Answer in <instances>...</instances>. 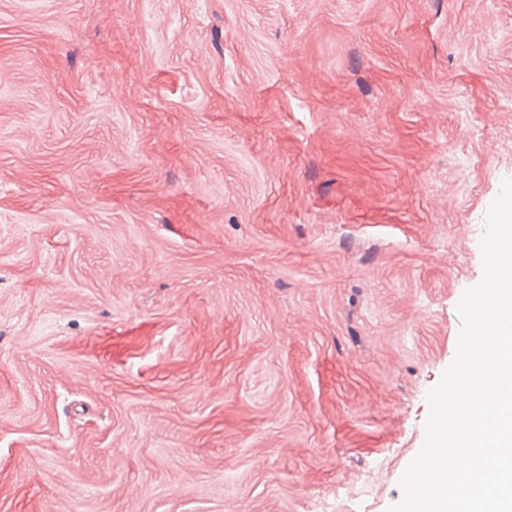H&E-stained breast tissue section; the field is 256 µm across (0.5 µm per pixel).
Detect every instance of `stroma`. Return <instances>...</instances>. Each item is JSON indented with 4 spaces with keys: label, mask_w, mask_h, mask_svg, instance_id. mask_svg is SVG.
Returning <instances> with one entry per match:
<instances>
[{
    "label": "stroma",
    "mask_w": 512,
    "mask_h": 512,
    "mask_svg": "<svg viewBox=\"0 0 512 512\" xmlns=\"http://www.w3.org/2000/svg\"><path fill=\"white\" fill-rule=\"evenodd\" d=\"M512 177V0H0V512H387Z\"/></svg>",
    "instance_id": "1"
}]
</instances>
